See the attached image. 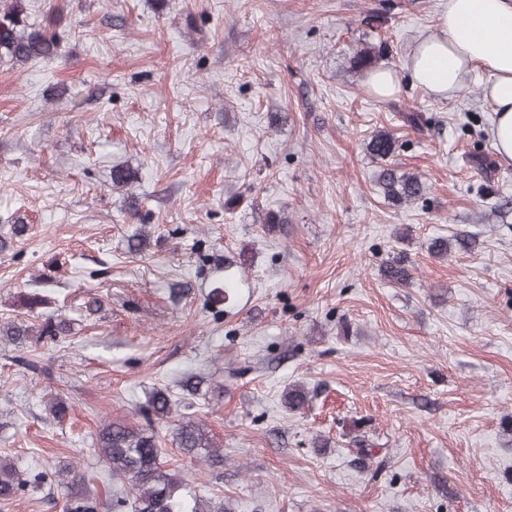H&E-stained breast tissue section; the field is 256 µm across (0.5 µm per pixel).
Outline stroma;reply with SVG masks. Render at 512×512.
Returning <instances> with one entry per match:
<instances>
[{
    "instance_id": "1",
    "label": "stroma",
    "mask_w": 512,
    "mask_h": 512,
    "mask_svg": "<svg viewBox=\"0 0 512 512\" xmlns=\"http://www.w3.org/2000/svg\"><path fill=\"white\" fill-rule=\"evenodd\" d=\"M446 4L28 0L61 47L0 62V323L30 320L18 296L41 287L73 332L0 339V456L30 474L101 472V425L139 423L162 389L224 456L161 432L167 469L212 505L512 512V210L499 209L512 165L489 180L467 162L495 153L492 109L477 78L451 101L407 81L386 101L352 67L378 43L400 68ZM383 128L393 164L425 183L415 203L375 184L366 143ZM117 164L130 189L113 188ZM273 211L286 223H266ZM459 234L474 249L430 255ZM396 257L411 272L400 287L382 274ZM229 263L250 291L217 316ZM292 385L308 393L297 412ZM358 422L377 459L351 443Z\"/></svg>"
}]
</instances>
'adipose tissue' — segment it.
<instances>
[{"label": "adipose tissue", "mask_w": 512, "mask_h": 512, "mask_svg": "<svg viewBox=\"0 0 512 512\" xmlns=\"http://www.w3.org/2000/svg\"><path fill=\"white\" fill-rule=\"evenodd\" d=\"M474 76L482 79L484 95L494 105L495 150L504 164H512V0H448L437 32L420 38L401 70L370 71L366 87L388 98L407 78L451 100Z\"/></svg>", "instance_id": "ef3b65f1"}]
</instances>
